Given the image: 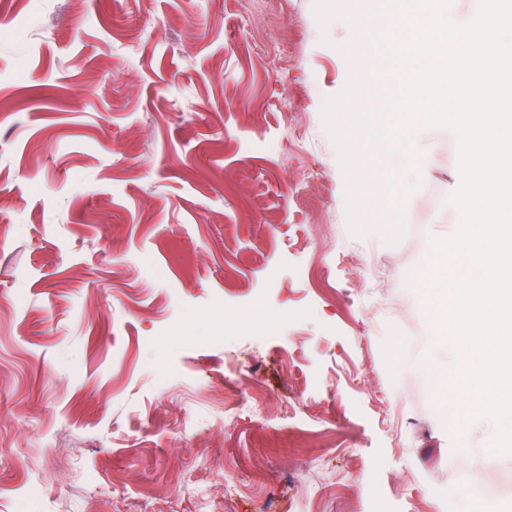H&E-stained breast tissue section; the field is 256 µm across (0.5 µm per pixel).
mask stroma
<instances>
[{"instance_id": "obj_1", "label": "stroma", "mask_w": 512, "mask_h": 512, "mask_svg": "<svg viewBox=\"0 0 512 512\" xmlns=\"http://www.w3.org/2000/svg\"><path fill=\"white\" fill-rule=\"evenodd\" d=\"M361 31L313 0L0 12V512H471L479 482L512 512L495 424L454 433L425 369L447 134L425 243L347 226L322 107Z\"/></svg>"}]
</instances>
